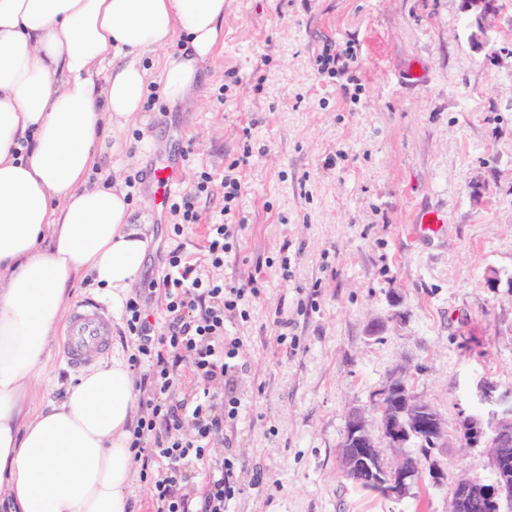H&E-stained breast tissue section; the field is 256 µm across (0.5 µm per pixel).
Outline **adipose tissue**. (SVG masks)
<instances>
[{
  "label": "adipose tissue",
  "mask_w": 512,
  "mask_h": 512,
  "mask_svg": "<svg viewBox=\"0 0 512 512\" xmlns=\"http://www.w3.org/2000/svg\"><path fill=\"white\" fill-rule=\"evenodd\" d=\"M226 0H0V488L14 512H131V429L140 410L121 360L25 407L73 279L114 302L138 282L147 241L119 182L90 183L140 118L162 51V93L183 100L224 40ZM183 45H176V35ZM106 68L104 86L92 74ZM27 153L14 157L19 139Z\"/></svg>",
  "instance_id": "obj_1"
}]
</instances>
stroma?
I'll return each mask as SVG.
<instances>
[{
    "mask_svg": "<svg viewBox=\"0 0 512 512\" xmlns=\"http://www.w3.org/2000/svg\"><path fill=\"white\" fill-rule=\"evenodd\" d=\"M488 23L478 49L463 0H227L224 43L197 95L157 100L123 132L124 150L98 162L99 176L133 183L149 239L138 286L159 320L148 282L176 244L202 258L224 191L201 197V224L178 240L156 169L177 163L175 197L252 150L237 246L205 269L227 281L254 271L264 285L250 320L228 328L243 342L236 372L213 387L242 402L216 445L238 460L233 512H448L453 481L492 482L488 442L467 444L460 424L477 413L482 382L512 391V0ZM327 45L351 50L355 65L322 71ZM431 211L439 228L421 232ZM87 298L110 304L109 356L128 359L121 306L86 276L70 301ZM283 332L297 349L278 345ZM62 342L49 346L32 406L80 378ZM399 376L439 414L448 444L426 456L414 442L382 448L387 466L405 453L421 461L407 495L385 499L343 474L339 448L351 410L376 430L370 399ZM434 469L446 480L434 483Z\"/></svg>",
    "mask_w": 512,
    "mask_h": 512,
    "instance_id": "stroma-1",
    "label": "stroma"
}]
</instances>
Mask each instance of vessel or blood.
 I'll return each mask as SVG.
<instances>
[{
    "label": "vessel or blood",
    "instance_id": "1",
    "mask_svg": "<svg viewBox=\"0 0 512 512\" xmlns=\"http://www.w3.org/2000/svg\"><path fill=\"white\" fill-rule=\"evenodd\" d=\"M112 315L108 306L88 299L71 311L63 342V356L74 369L92 365L111 348Z\"/></svg>",
    "mask_w": 512,
    "mask_h": 512
}]
</instances>
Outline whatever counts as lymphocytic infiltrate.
Masks as SVG:
<instances>
[{"mask_svg":"<svg viewBox=\"0 0 512 512\" xmlns=\"http://www.w3.org/2000/svg\"><path fill=\"white\" fill-rule=\"evenodd\" d=\"M240 165L237 159L228 164L222 219L205 230V257L214 267L223 266L241 226L236 219ZM212 183V173L201 171L193 187L171 204L175 236L200 222L196 203L210 192ZM151 288L164 298L162 326L150 321L139 297L124 305L125 332L136 342L129 362L144 371L142 414L130 443L133 458L141 467V478L153 486L156 512H227L241 491L238 462L233 456L215 454L213 448L225 422L237 420L241 401L229 393L215 396L211 387L231 375L242 345L240 338L227 336L226 323L249 321V302L260 296L261 283L251 274L227 282L200 273L179 246L169 252ZM187 372L203 386L190 407L177 398ZM187 459L197 464L198 486H189L182 471Z\"/></svg>","mask_w":512,"mask_h":512,"instance_id":"f902f5d3","label":"lymphocytic infiltrate"}]
</instances>
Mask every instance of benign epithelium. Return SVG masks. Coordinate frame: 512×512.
Listing matches in <instances>:
<instances>
[{
  "label": "benign epithelium",
  "mask_w": 512,
  "mask_h": 512,
  "mask_svg": "<svg viewBox=\"0 0 512 512\" xmlns=\"http://www.w3.org/2000/svg\"><path fill=\"white\" fill-rule=\"evenodd\" d=\"M471 38L478 46L488 40L485 20L495 12V0H463ZM478 402L494 421L491 432L483 428L481 417H465L460 426L462 437L477 443L489 438L490 466L496 480L482 488L481 505L499 512L501 506L512 501V392L497 393V387L488 381L478 389ZM372 411L380 418L382 437L390 448L406 447L410 441L421 439L431 447H440L448 440V432L432 406L421 399L403 378L393 380L374 394ZM339 463L346 475L377 488L387 498H402L414 479L418 466L409 456L394 467L386 466L380 457L375 438L367 429L362 415L353 411L348 415L346 430L340 445ZM473 485L467 480L455 483V498L449 503L450 512H463L473 506Z\"/></svg>",
  "instance_id": "1"
}]
</instances>
